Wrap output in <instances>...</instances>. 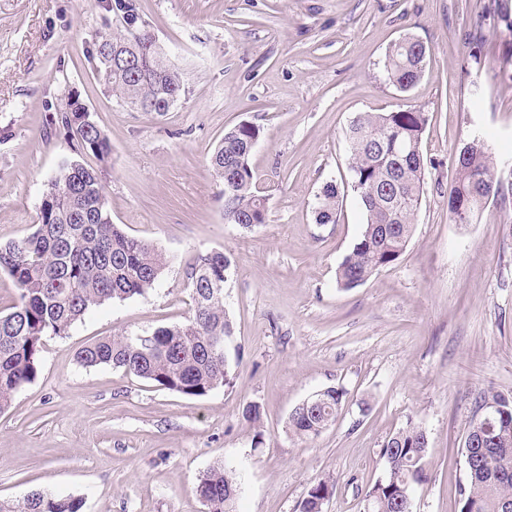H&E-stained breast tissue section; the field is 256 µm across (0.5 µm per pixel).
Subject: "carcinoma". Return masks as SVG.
I'll list each match as a JSON object with an SVG mask.
<instances>
[{
    "mask_svg": "<svg viewBox=\"0 0 512 512\" xmlns=\"http://www.w3.org/2000/svg\"><path fill=\"white\" fill-rule=\"evenodd\" d=\"M106 11L142 26L137 0H97ZM426 45L405 34L388 49L383 61L386 81L399 92L412 89L424 76ZM95 71L113 95L143 112H167L185 92L179 68L148 30L141 36L123 23L99 33L94 48ZM82 100L73 95L54 118L66 133L76 132L82 150L107 161L110 148L101 130L82 122ZM429 114L416 107L390 112H359L345 128L348 148L346 189L361 202L364 220L350 251L336 269L337 286L362 285L375 272L397 262L413 233L421 204L426 168L421 153ZM261 127L244 121L224 132L211 156V166L224 184V223L252 228L266 223V199L258 194L249 159ZM448 195V216L458 223L468 209L477 221L490 200L512 198V179L504 178L484 136L458 155ZM337 185L328 183L312 205L318 224L336 223ZM168 265L153 244L127 234L112 223L99 170L77 159L61 162L48 184L38 223L26 237L0 245V271L14 282L17 299L0 313V413L38 373L43 341L68 335L71 326L94 306L143 296ZM231 260L222 251L200 254L188 273L194 311L186 322L159 327L146 336L103 337L77 354L82 367L109 365L188 397H202L232 383L226 342L233 335L224 308V284ZM343 392L320 391L306 412L290 414L288 431L312 439L333 424ZM475 409L486 408L488 420L469 428L464 443L485 448L467 466L460 490V512H512V477L495 472L512 467V398L480 393ZM429 448L427 431L415 424L393 433L381 456L384 477L365 494L372 512H410L415 484L424 476ZM242 486L239 472L222 463L199 479L196 494L206 512H235ZM333 485L319 480L299 505L300 512H321ZM79 496L35 490L21 500L0 498V512H82Z\"/></svg>",
    "mask_w": 512,
    "mask_h": 512,
    "instance_id": "carcinoma-1",
    "label": "carcinoma"
}]
</instances>
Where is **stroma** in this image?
Returning a JSON list of instances; mask_svg holds the SVG:
<instances>
[{"instance_id": "stroma-1", "label": "stroma", "mask_w": 512, "mask_h": 512, "mask_svg": "<svg viewBox=\"0 0 512 512\" xmlns=\"http://www.w3.org/2000/svg\"><path fill=\"white\" fill-rule=\"evenodd\" d=\"M503 2L507 15L485 17L484 0H139L186 87L158 114L121 104L98 79L91 50L112 16L96 0H0V243L33 231L58 164L77 156L102 166L113 223L168 258L147 295L45 338L36 378L0 413V497L46 488L81 496L83 512H204L198 479L224 462L244 473L237 512H298L320 479L334 485L324 512H364L384 442L413 423L429 448L411 512H460L474 399L512 395V208L492 201L477 223L448 218L452 163L474 133L512 162ZM406 33L429 54L401 93L382 65ZM74 92L109 143L106 164L51 123ZM409 105L431 117L413 237L395 264L338 288L363 212L348 191L335 223L319 224L311 203L347 174L355 114ZM242 121L262 128L250 165L268 212L252 229L225 223L210 164ZM214 250L231 259L232 384L187 397L78 365L98 338L185 322L188 265ZM329 387L344 392L335 423L312 439L289 433L293 408ZM250 404L260 427L243 417Z\"/></svg>"}]
</instances>
